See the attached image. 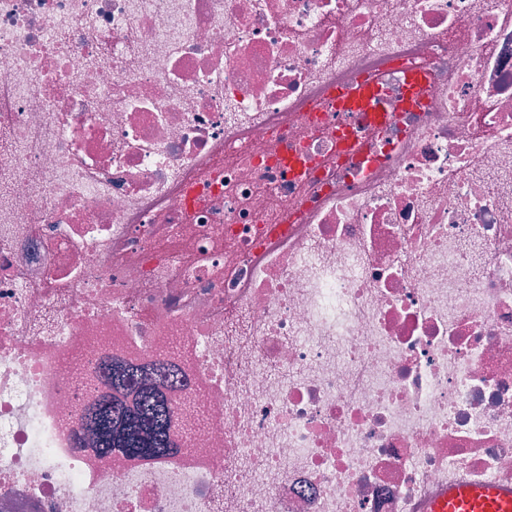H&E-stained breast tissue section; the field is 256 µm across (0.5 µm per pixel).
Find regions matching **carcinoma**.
I'll list each match as a JSON object with an SVG mask.
<instances>
[{
  "label": "carcinoma",
  "mask_w": 512,
  "mask_h": 512,
  "mask_svg": "<svg viewBox=\"0 0 512 512\" xmlns=\"http://www.w3.org/2000/svg\"><path fill=\"white\" fill-rule=\"evenodd\" d=\"M171 377L167 366L159 365L155 379L145 384L132 408L121 401L102 398L82 409L78 420L83 430L93 434L95 451L143 459L172 454L177 413L165 395Z\"/></svg>",
  "instance_id": "cac0c4a2"
}]
</instances>
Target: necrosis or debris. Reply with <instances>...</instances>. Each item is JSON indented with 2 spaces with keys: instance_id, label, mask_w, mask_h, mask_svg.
<instances>
[{
  "instance_id": "4bbe7bcc",
  "label": "necrosis or debris",
  "mask_w": 512,
  "mask_h": 512,
  "mask_svg": "<svg viewBox=\"0 0 512 512\" xmlns=\"http://www.w3.org/2000/svg\"><path fill=\"white\" fill-rule=\"evenodd\" d=\"M367 79L386 124L331 109ZM112 361L176 372L175 454L80 436L133 399ZM483 481L512 486V0H0V512ZM430 83V76L424 72L411 71L405 79L406 94L404 105L414 107L423 98L424 92Z\"/></svg>"
}]
</instances>
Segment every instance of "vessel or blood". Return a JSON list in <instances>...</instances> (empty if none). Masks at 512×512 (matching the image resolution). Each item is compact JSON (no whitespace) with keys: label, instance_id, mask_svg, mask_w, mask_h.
<instances>
[{"label":"vessel or blood","instance_id":"1","mask_svg":"<svg viewBox=\"0 0 512 512\" xmlns=\"http://www.w3.org/2000/svg\"><path fill=\"white\" fill-rule=\"evenodd\" d=\"M430 82L428 74L407 73L405 106L413 107L423 98ZM383 92L374 81H365L354 88L337 87L331 106L340 112H360L373 123H386L388 112L382 110ZM427 512H512V492L488 481L476 485H457L433 499Z\"/></svg>","mask_w":512,"mask_h":512}]
</instances>
